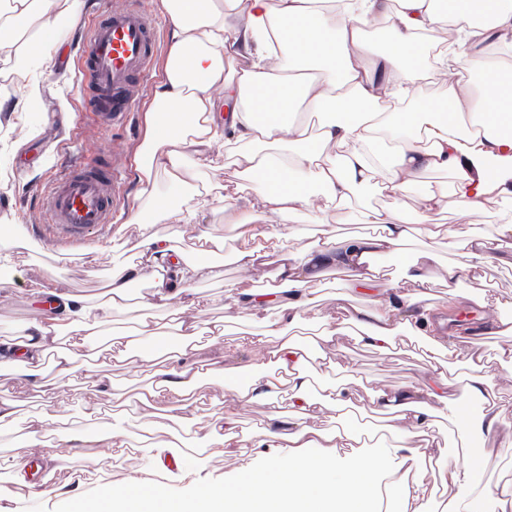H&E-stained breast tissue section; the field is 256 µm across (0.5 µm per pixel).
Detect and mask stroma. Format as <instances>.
<instances>
[{
	"label": "stroma",
	"instance_id": "1",
	"mask_svg": "<svg viewBox=\"0 0 512 512\" xmlns=\"http://www.w3.org/2000/svg\"><path fill=\"white\" fill-rule=\"evenodd\" d=\"M88 24V15L78 13L69 32L54 43L44 80V97L50 102L48 110L35 113L31 127L19 125L10 130L13 149L7 162L12 171V182L8 191H0V254L11 258L4 271L11 283L0 290V341L10 340L15 326L42 314L44 297L38 293V285L54 280L61 282L75 297L97 298L105 294L113 274L140 262L131 249L140 239V227L126 221L139 189L134 156L144 140L146 110L162 75L167 53L159 51L152 61L147 80L140 86L132 125L109 134L102 133L91 119L82 118V94L76 82L77 42ZM91 149L113 159L122 171L121 200L112 227L121 230L131 246L115 251L111 248V235L94 234L76 253L61 256L53 246L37 240L30 232L32 225L41 221L36 191L60 168L64 159ZM511 208V200L498 198L485 210L468 218H459L451 211L439 215L438 220L447 224L462 241L472 235L494 234L499 213ZM153 229L170 236L174 245L190 257L195 254V239L199 235L207 234L216 239H231L236 235L235 230L225 227L223 213L214 206L200 214L197 223L160 221ZM267 261L266 267L246 273L238 267L230 252L215 251L211 256L215 277L188 285V296L195 300L201 318L236 316V309L224 307L220 302L227 287L241 290L281 287L282 279L277 274L278 253L269 252ZM457 287L460 292L487 299L511 293L512 267L487 268L477 280L469 274L461 275ZM509 344H512V335L483 339L470 336L458 344L457 358L462 361L471 356L481 357L491 384L502 402L512 410V369L503 368L500 361L501 347ZM335 357L353 375L350 389L354 402L367 411L373 407V394L371 386L365 384L366 379H373L374 384L382 387L404 388L416 380L428 378L436 363L422 336L403 337L393 354L386 357L372 352L354 336H343L339 339ZM48 395L54 398L57 407L70 415L72 422L64 449L65 460L60 469L51 473V482L42 497L45 512H69L75 501L92 503L93 497L87 493V486L112 489L130 471L139 469L141 459L152 458V448L144 443L120 452L103 448L99 451V469L95 477H87L85 469L89 458L82 436L87 427L83 420L86 394L80 374L58 380L49 371L36 379L6 371L0 373V397L19 401L22 414L39 410ZM205 443L206 436L201 430L184 438V447L196 451V468L219 481L234 479L236 465L233 460L205 452ZM477 446L481 451L480 483L512 485V428L479 437Z\"/></svg>",
	"mask_w": 512,
	"mask_h": 512
}]
</instances>
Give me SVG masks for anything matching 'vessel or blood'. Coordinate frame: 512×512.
I'll list each match as a JSON object with an SVG mask.
<instances>
[{
	"mask_svg": "<svg viewBox=\"0 0 512 512\" xmlns=\"http://www.w3.org/2000/svg\"><path fill=\"white\" fill-rule=\"evenodd\" d=\"M156 40L155 19L136 0L107 6L87 29L78 57L82 109L100 130L129 122ZM118 185L116 166L82 156L70 159L38 194L43 219L38 234L77 248L91 234L109 231Z\"/></svg>",
	"mask_w": 512,
	"mask_h": 512,
	"instance_id": "vessel-or-blood-1",
	"label": "vessel or blood"
}]
</instances>
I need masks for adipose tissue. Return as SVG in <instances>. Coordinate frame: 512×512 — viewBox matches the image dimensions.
I'll list each match as a JSON object with an SVG mask.
<instances>
[{"label":"adipose tissue","instance_id":"ef3b65f1","mask_svg":"<svg viewBox=\"0 0 512 512\" xmlns=\"http://www.w3.org/2000/svg\"><path fill=\"white\" fill-rule=\"evenodd\" d=\"M80 6L81 0H0V72L26 77L9 106L14 122L27 124L33 104L43 98L49 67L47 55L19 50V43L28 33L68 31ZM160 11L172 37L148 109L147 142L136 162L140 202L127 218L145 228L136 248L152 273L149 288L135 297L142 311L135 328L113 329L109 347L130 365L152 372L136 396L135 426L155 448L156 463L172 456L166 439L171 426L156 413L163 402L207 428L213 452L237 461V477L229 484L196 477L191 497L178 498L160 485L144 494V480L135 471L83 512H388L397 488L403 492L399 512H429L427 462L437 466L445 512H468L465 498L478 480L465 446L507 418L481 359H469L453 378L441 367L407 388L377 389L376 411L385 423L366 441L349 423L354 404L347 386L313 397L311 354L290 333L314 322L315 353L324 356L334 352L337 336L353 328L381 355L408 334L452 354L457 341L473 333L471 323L447 319L443 308L418 302L435 276L449 280L448 297L457 301V272L475 273L494 262L512 266V254L502 251L503 241L512 239V212L501 215L494 235L465 243L462 267L439 265L427 246L445 232L432 223V214L452 206L465 215L492 196L512 197V68H491L485 57L489 50L512 56V0H160ZM443 21L447 39L423 54L419 36ZM375 26L389 28L386 48L371 49L367 33ZM422 74L449 79L446 94L415 101L412 81ZM308 112L321 115L318 132L310 131ZM219 139L230 153L224 169L248 180L255 198L246 205L236 188H224V221L240 240L233 250L239 268L263 266L270 245L282 260L283 287L227 289L229 306L243 317L211 327L216 341L234 332L261 351L246 385L228 389L236 400L272 404L275 428L252 433L241 431L229 410L200 413L194 397L201 381L226 373L215 364L200 366L195 339L201 320L183 287L210 276L205 255L215 239L199 236L200 258L185 265L168 236L146 227L155 216L172 224L197 223L209 193L190 181L184 160L191 153L210 158ZM160 172L181 187L178 204L158 195ZM447 172L453 186L425 188L414 212L398 205L352 210L351 223L373 225L370 234L319 237L307 250L294 251L288 246L294 231L270 220L274 214L306 215L323 225L332 209L362 189L375 187L395 199L427 175ZM413 222L418 232H411ZM416 237L424 244L410 249ZM402 253L408 291L393 295L374 261ZM326 267L351 272L350 291L371 295L372 308L345 306L338 316L322 315L307 285ZM137 274L133 268L113 276L108 299L97 302L75 299L58 285L43 286L55 303L54 315L32 319L18 340L0 344V366L32 373L46 364L62 376L78 370L90 398H98L106 390L102 368L78 364L76 351L132 298L128 288ZM158 308L179 314L178 348L142 347V339L160 333L153 316ZM451 388L457 393L453 402L447 396ZM468 400L480 401L482 409L464 419L459 405ZM439 411L448 417L447 429L433 420ZM66 421L50 404L20 422L14 401L0 398V432H20L22 455L39 457L46 469H57L64 459L62 452L45 450L46 427ZM269 438L276 452L255 469L254 450Z\"/></svg>","mask_w":512,"mask_h":512}]
</instances>
